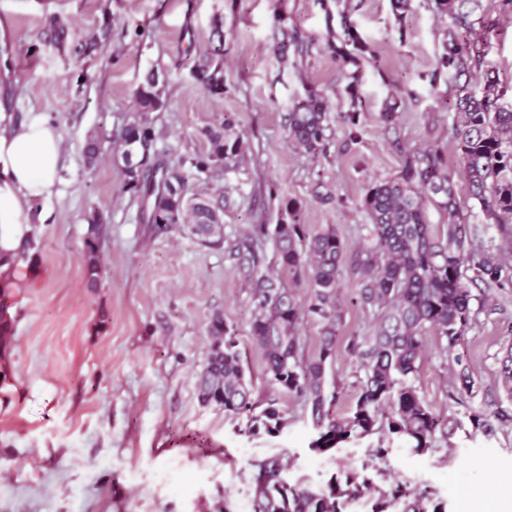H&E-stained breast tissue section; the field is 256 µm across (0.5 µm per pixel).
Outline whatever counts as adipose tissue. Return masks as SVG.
I'll use <instances>...</instances> for the list:
<instances>
[{
	"instance_id": "adipose-tissue-1",
	"label": "adipose tissue",
	"mask_w": 512,
	"mask_h": 512,
	"mask_svg": "<svg viewBox=\"0 0 512 512\" xmlns=\"http://www.w3.org/2000/svg\"><path fill=\"white\" fill-rule=\"evenodd\" d=\"M61 135L39 116L13 122L0 113V284L36 219L32 204L51 197L57 184Z\"/></svg>"
}]
</instances>
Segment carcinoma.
Returning <instances> with one entry per match:
<instances>
[{"label": "carcinoma", "instance_id": "obj_1", "mask_svg": "<svg viewBox=\"0 0 512 512\" xmlns=\"http://www.w3.org/2000/svg\"><path fill=\"white\" fill-rule=\"evenodd\" d=\"M438 17L449 26L434 59V74L454 78L453 136L471 198L478 204L483 223L494 227L512 244V102L504 101L507 89L498 72L485 64L484 42L488 33L471 30V12L501 6L512 0H433ZM302 56L306 44L292 29L282 32L276 50L288 58V48ZM340 66L354 67L346 86L350 110L345 118L356 125L361 100L357 87L366 44L358 31L343 26V34L331 46ZM196 76L205 91L224 95V77L219 63L206 56ZM484 82L482 94L473 90V79ZM137 111L115 145L122 164L124 191L140 201L141 220L161 233L182 224L203 247L222 240L215 206L194 197L191 180L217 169L234 173L244 159L248 145L234 131V119L227 115L219 123L203 128L201 135L209 149L201 155H185L172 162L153 156L135 165L144 145L156 143L159 133L151 114L167 106L165 84L158 75H146L134 91ZM291 144L311 158L328 151L327 106L323 97L307 92L292 102L285 118ZM371 224L367 244L357 253L353 273L358 278L353 302L372 312L373 326L362 336L351 338L350 351L361 376L358 396L343 418L336 417V392L327 390V373L336 357V321L340 319L336 300L344 245L336 229L328 225L312 232L302 223L301 207L288 201L287 218L281 223L251 224L227 246L234 261L250 283L253 318L250 335L262 353L268 384L278 393L301 400L320 436L310 443L315 450L335 448L351 437L398 435L416 453L430 448L437 438L448 437V418L437 412L417 390L425 336L432 333L443 351L454 347L471 326V295L464 283V271L489 289L501 281L502 263L484 254L478 235L459 220L460 200L456 184L436 148H419L403 154L399 174L375 181L363 200ZM434 208L443 223L433 225L428 209ZM98 213L88 217L83 243L85 285L94 291L102 278ZM274 244V259H267L264 247ZM286 273L309 288V301L302 305L277 273ZM322 324L312 356L304 355L299 327L304 319ZM14 317L10 304L0 306V362L14 344ZM211 337L205 364L197 380L202 402L224 408L232 417H246L248 430L274 434L287 423V409L271 398L258 405L238 348L236 330L216 313L208 325ZM253 476V512H344V505L373 489L370 479L350 473L340 480L330 478L324 487L286 477L287 464L281 458L261 460ZM404 501V512H444L438 502L426 505L427 494H413L399 483L378 492L372 512H387Z\"/></svg>", "mask_w": 512, "mask_h": 512}]
</instances>
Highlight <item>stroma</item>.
I'll return each instance as SVG.
<instances>
[{"instance_id":"35a3bbf8","label":"stroma","mask_w":512,"mask_h":512,"mask_svg":"<svg viewBox=\"0 0 512 512\" xmlns=\"http://www.w3.org/2000/svg\"><path fill=\"white\" fill-rule=\"evenodd\" d=\"M0 0V113L35 114L62 138L55 193L37 200L42 222L32 262H21L10 297L14 346L0 382V512H243L251 499L253 461L280 457L290 480L315 485L366 471L373 491L346 506L371 512L377 491L400 483L429 491L446 512H512V412L499 359L512 344V259L499 288L468 282L472 326L451 351L427 335L415 384L425 400L455 421L454 432L417 454L395 435L352 438L325 452L310 449L309 416L285 398L279 432H247L244 420L201 402L197 376L213 314L237 334L254 399L275 397L250 335L251 288L226 259L224 246L202 247L182 228L157 232L141 223L137 200L122 190L114 143L135 114L133 91L156 72L168 106L154 113L156 151L203 154V128L232 114L249 144L239 173L195 181V193L224 194L225 234L279 223L281 204L300 205L310 230L333 225L344 243L336 359V413L345 417L358 388L351 337L370 316L350 299L348 264L366 239L367 185L398 174L404 151L440 149L467 223L477 210L444 105L453 79L433 78L444 23L430 0H413L397 24L389 0ZM351 23L372 57L360 73V138L350 141L344 114L349 82L329 49ZM488 31V58L512 86V13L477 12ZM300 31L302 59L274 53L277 26ZM218 49L227 77L223 97L195 76L196 54ZM322 95L330 140L313 159L288 141L285 115L295 96ZM399 119L384 124L389 100ZM97 136L87 167L83 146ZM103 220L105 271L97 291L84 283L86 217ZM108 311L107 322L98 319ZM475 382L460 391L459 374ZM486 429H474L473 415ZM388 450L371 462L372 448Z\"/></svg>"}]
</instances>
